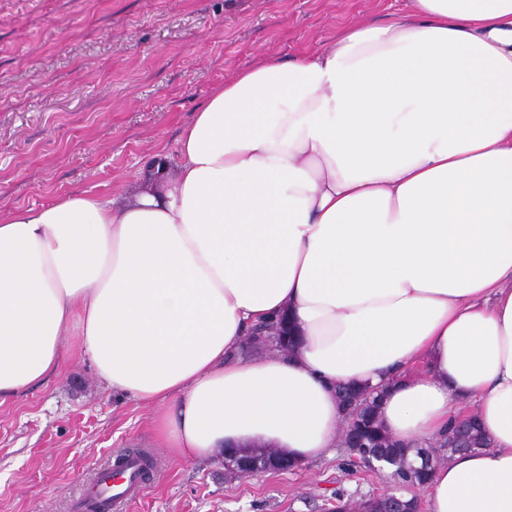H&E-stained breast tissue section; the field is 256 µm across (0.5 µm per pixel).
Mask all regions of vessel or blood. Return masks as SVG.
<instances>
[{"label":"vessel or blood","instance_id":"1","mask_svg":"<svg viewBox=\"0 0 512 512\" xmlns=\"http://www.w3.org/2000/svg\"><path fill=\"white\" fill-rule=\"evenodd\" d=\"M119 462V476H96L86 493L76 501L77 512H99L106 506L111 512H124L135 500L143 461L138 453L130 452L120 456Z\"/></svg>","mask_w":512,"mask_h":512}]
</instances>
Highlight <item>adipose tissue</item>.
I'll use <instances>...</instances> for the list:
<instances>
[{
    "mask_svg": "<svg viewBox=\"0 0 512 512\" xmlns=\"http://www.w3.org/2000/svg\"><path fill=\"white\" fill-rule=\"evenodd\" d=\"M288 316L296 347L248 356ZM163 407L171 454H328L337 386L406 446L472 403L491 445L426 512H512V0H413L216 89L178 161L0 217V401L65 352Z\"/></svg>",
    "mask_w": 512,
    "mask_h": 512,
    "instance_id": "ef3b65f1",
    "label": "adipose tissue"
}]
</instances>
